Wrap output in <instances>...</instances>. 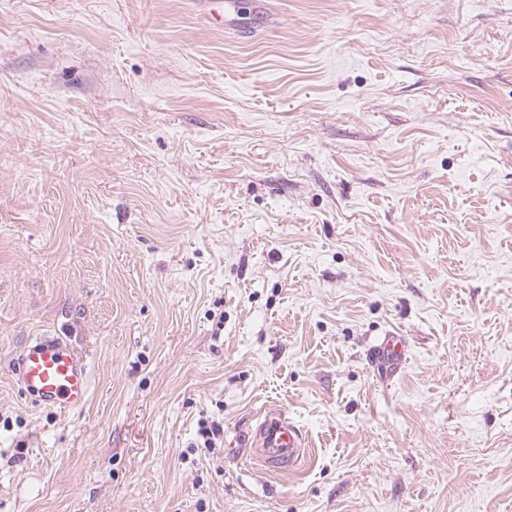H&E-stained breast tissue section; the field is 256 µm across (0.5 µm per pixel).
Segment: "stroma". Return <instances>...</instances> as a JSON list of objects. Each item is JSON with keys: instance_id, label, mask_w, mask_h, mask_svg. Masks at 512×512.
<instances>
[{"instance_id": "35a3bbf8", "label": "stroma", "mask_w": 512, "mask_h": 512, "mask_svg": "<svg viewBox=\"0 0 512 512\" xmlns=\"http://www.w3.org/2000/svg\"><path fill=\"white\" fill-rule=\"evenodd\" d=\"M0 512H512V0H0ZM407 349L404 336L389 333L373 346L368 356L369 363L377 374L388 378L399 370ZM15 374L38 405L81 408L90 397L89 364L61 336L32 339L17 360ZM307 436L303 428L284 412L268 410L264 421L249 437L245 446L268 471H293L305 459Z\"/></svg>"}]
</instances>
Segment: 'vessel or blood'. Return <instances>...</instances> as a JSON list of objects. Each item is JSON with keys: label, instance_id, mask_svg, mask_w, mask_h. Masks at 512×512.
<instances>
[{"label": "vessel or blood", "instance_id": "obj_1", "mask_svg": "<svg viewBox=\"0 0 512 512\" xmlns=\"http://www.w3.org/2000/svg\"><path fill=\"white\" fill-rule=\"evenodd\" d=\"M408 344L394 333L383 336L368 359L384 377L396 373L405 359ZM15 374L36 404L74 409L83 407L91 393L90 367L66 339L38 336L20 354ZM245 445L250 456L270 471L294 470L305 459L307 436L303 428L279 410L268 411Z\"/></svg>", "mask_w": 512, "mask_h": 512}]
</instances>
